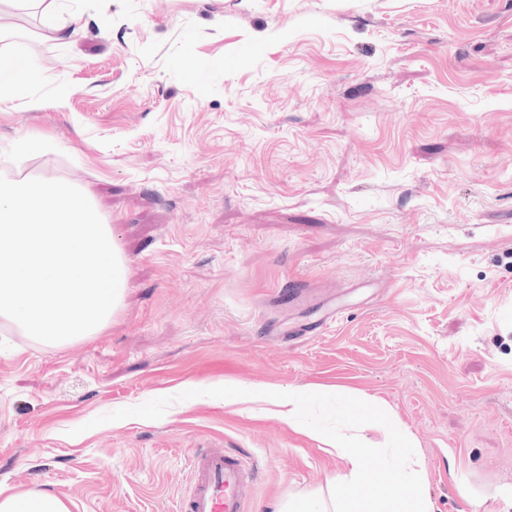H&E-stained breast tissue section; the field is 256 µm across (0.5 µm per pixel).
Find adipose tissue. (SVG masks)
Wrapping results in <instances>:
<instances>
[{
  "label": "adipose tissue",
  "instance_id": "1",
  "mask_svg": "<svg viewBox=\"0 0 512 512\" xmlns=\"http://www.w3.org/2000/svg\"><path fill=\"white\" fill-rule=\"evenodd\" d=\"M65 0H0V108H47L64 84L31 58L30 41L37 38L66 44L75 30L64 17ZM256 399L277 406L282 422L332 448L344 463L347 483L343 491L328 490L310 503L287 504L283 512H431L428 498L412 492L421 476L412 434L400 431L391 410L377 399L360 397L345 407L352 433L325 434L309 426L305 413L311 406H335L336 394L302 385L242 392L231 381L224 384V403L231 406ZM405 449L403 474L391 476L387 467L372 470L383 450ZM0 512H71L67 498L32 486L16 490L0 486Z\"/></svg>",
  "mask_w": 512,
  "mask_h": 512
}]
</instances>
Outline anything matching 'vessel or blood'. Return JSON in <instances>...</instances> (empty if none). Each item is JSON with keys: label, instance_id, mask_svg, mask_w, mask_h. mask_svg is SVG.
Returning <instances> with one entry per match:
<instances>
[{"label": "vessel or blood", "instance_id": "b4317fda", "mask_svg": "<svg viewBox=\"0 0 512 512\" xmlns=\"http://www.w3.org/2000/svg\"><path fill=\"white\" fill-rule=\"evenodd\" d=\"M253 469V462L245 456L221 448L193 453V480L180 502V512H255L249 493Z\"/></svg>", "mask_w": 512, "mask_h": 512}]
</instances>
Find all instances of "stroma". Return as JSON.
Masks as SVG:
<instances>
[{
    "label": "stroma",
    "mask_w": 512,
    "mask_h": 512,
    "mask_svg": "<svg viewBox=\"0 0 512 512\" xmlns=\"http://www.w3.org/2000/svg\"><path fill=\"white\" fill-rule=\"evenodd\" d=\"M68 7L35 59L70 92L0 110V145L50 140L25 172L78 177L130 274L98 336L0 333V481L178 512L221 448L256 512L326 492L333 449L231 380L376 397L433 512H512V0Z\"/></svg>",
    "instance_id": "1"
}]
</instances>
